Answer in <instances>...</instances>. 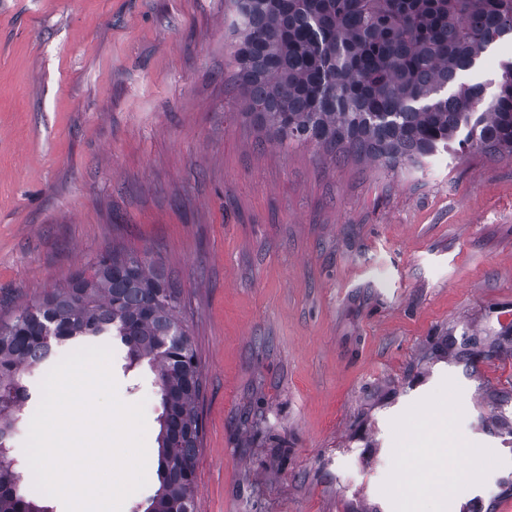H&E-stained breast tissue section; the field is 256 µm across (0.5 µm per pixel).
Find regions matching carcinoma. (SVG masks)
<instances>
[{
    "label": "carcinoma",
    "mask_w": 512,
    "mask_h": 512,
    "mask_svg": "<svg viewBox=\"0 0 512 512\" xmlns=\"http://www.w3.org/2000/svg\"><path fill=\"white\" fill-rule=\"evenodd\" d=\"M240 115L275 142L348 152L391 171L440 151L512 156V59L496 92L466 84L512 41V0H227ZM109 337L123 372L146 369L161 397L158 477L136 512H199L203 374L180 292L148 251H110L0 319V512H54L13 439L48 342Z\"/></svg>",
    "instance_id": "cac0c4a2"
}]
</instances>
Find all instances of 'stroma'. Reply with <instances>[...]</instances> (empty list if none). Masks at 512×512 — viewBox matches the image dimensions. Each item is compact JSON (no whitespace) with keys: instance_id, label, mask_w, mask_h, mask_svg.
Segmentation results:
<instances>
[{"instance_id":"stroma-1","label":"stroma","mask_w":512,"mask_h":512,"mask_svg":"<svg viewBox=\"0 0 512 512\" xmlns=\"http://www.w3.org/2000/svg\"><path fill=\"white\" fill-rule=\"evenodd\" d=\"M233 73L224 0H0V315L149 250L205 378L201 512H512V157L335 162ZM443 441L449 503L413 498Z\"/></svg>"}]
</instances>
